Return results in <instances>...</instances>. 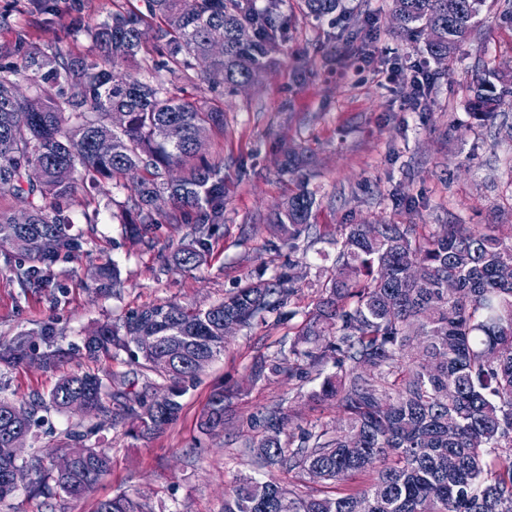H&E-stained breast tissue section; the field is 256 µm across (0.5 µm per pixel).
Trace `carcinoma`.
<instances>
[{
  "mask_svg": "<svg viewBox=\"0 0 512 512\" xmlns=\"http://www.w3.org/2000/svg\"><path fill=\"white\" fill-rule=\"evenodd\" d=\"M282 0H145L147 13L115 11L95 23L80 17L71 29L91 42L75 55L33 45L19 28L0 46V198L26 195L27 221L0 208V242L23 253L15 274L27 288H43L42 267L79 250V238L60 203L77 189L97 196L131 236L153 247L160 223L190 224L194 244L171 255L174 265L199 268L215 227L224 223V167L206 159L205 144L224 132V109L178 94L177 83L253 82L274 62L273 23ZM392 15L407 41L422 45L426 62L451 59L472 34L487 0H392ZM320 20L344 11L342 0H303ZM436 39L428 38V31ZM220 43L223 54H211ZM25 60L19 70L7 59ZM210 59L198 70L196 62ZM41 97L35 109L17 78ZM54 92L42 95V85ZM507 80L492 70L475 75L471 115L482 123L504 104ZM302 154L288 149L283 170L300 185L271 220L275 251L299 247L320 205L307 188ZM131 171L144 176L118 201L107 186ZM161 198L167 211L155 207ZM102 287H121L118 265L96 270ZM295 266L272 280L257 278L206 309L165 302L104 323L85 347L95 359L121 354L167 381L161 394L130 404L107 393L95 373L63 376L49 394L59 410L89 403L101 422L131 419L149 434L174 424L183 383L224 354V320L240 327L265 323L297 292ZM303 312L289 345L253 358L256 381L293 375L302 364L333 362L312 398L331 401L341 425L287 430L283 404L253 423L256 456L265 466L302 476L316 470L339 484L368 483L334 496L302 498L273 479L243 478L224 492V512H512V236L488 224H346L336 238V271ZM26 332L0 343V363H49L63 352L28 355ZM225 396L211 395L199 428L224 431ZM34 409L0 399V445L14 433L33 435ZM102 448H88L70 473L54 472L66 495L79 498L111 468ZM42 468L0 460V501ZM95 512H146L128 495L98 502Z\"/></svg>",
  "mask_w": 512,
  "mask_h": 512,
  "instance_id": "1",
  "label": "carcinoma"
}]
</instances>
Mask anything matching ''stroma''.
I'll return each mask as SVG.
<instances>
[{"instance_id": "obj_1", "label": "stroma", "mask_w": 512, "mask_h": 512, "mask_svg": "<svg viewBox=\"0 0 512 512\" xmlns=\"http://www.w3.org/2000/svg\"><path fill=\"white\" fill-rule=\"evenodd\" d=\"M143 0H51L42 13L35 0H0V12L27 27L37 46L59 44L85 53L91 44L68 32L71 19H102L110 11L142 7ZM332 22L308 16L299 0H285L277 22L285 32L275 65L253 84L234 91L186 85L185 93L223 102L224 131L208 147L210 160L224 166V222L211 239L206 262L183 271L167 260L191 239L189 226L158 225L152 248L141 246L107 212L76 191L66 213L79 235L74 255L60 256L51 283L23 296L11 270L9 248L0 249V342L20 330L53 323L56 334L37 336L36 354L62 350L60 362L37 366L0 365V398L15 401L48 396L66 374L93 372L103 383L123 380L133 399L146 387L163 389L155 375L139 370L127 356H88L83 340L104 323L157 303L206 308L264 275L272 279L289 264L304 277L290 307L298 315L278 324H258L237 332L222 356L187 384L178 421L143 440L130 425L101 423L90 412L39 408L43 425L24 451L43 461L0 512H95L99 500L137 496L152 512H224V490L242 476L275 477L301 496L335 492L332 484L304 475L292 478L257 462L251 421L272 403H282L301 426L335 424V408L308 398L320 383L306 366L297 374L253 381L255 354L289 343L302 322L301 310L319 295L317 280L335 266L336 238L346 224H496L512 234V105H503L485 124L469 114L471 77L479 65L512 75V0H491L470 38L458 48L450 73L436 76L422 108L411 104L408 71L423 54L401 38L392 20V0H345ZM304 148L309 187L322 205L297 251H269L265 224L296 187L282 172L286 147ZM96 214V223L85 220ZM112 259L123 286L98 290L93 274ZM234 391L223 433L207 436L198 418L210 395ZM77 432L82 444L107 450L112 467L82 498L56 490L52 465Z\"/></svg>"}]
</instances>
